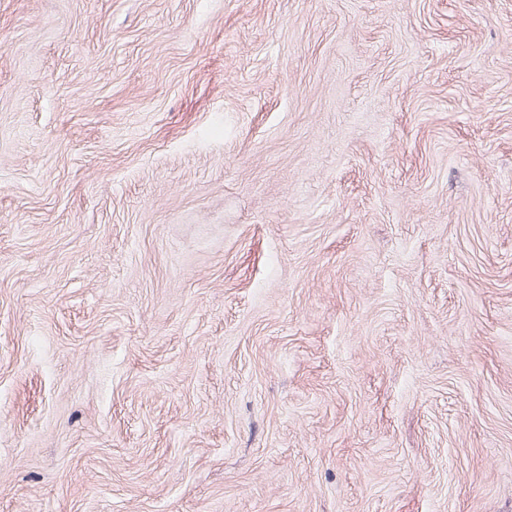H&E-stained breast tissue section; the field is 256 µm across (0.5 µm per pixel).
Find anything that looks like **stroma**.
I'll use <instances>...</instances> for the list:
<instances>
[{"label": "stroma", "instance_id": "stroma-1", "mask_svg": "<svg viewBox=\"0 0 512 512\" xmlns=\"http://www.w3.org/2000/svg\"><path fill=\"white\" fill-rule=\"evenodd\" d=\"M0 512H512V0H0Z\"/></svg>", "mask_w": 512, "mask_h": 512}]
</instances>
